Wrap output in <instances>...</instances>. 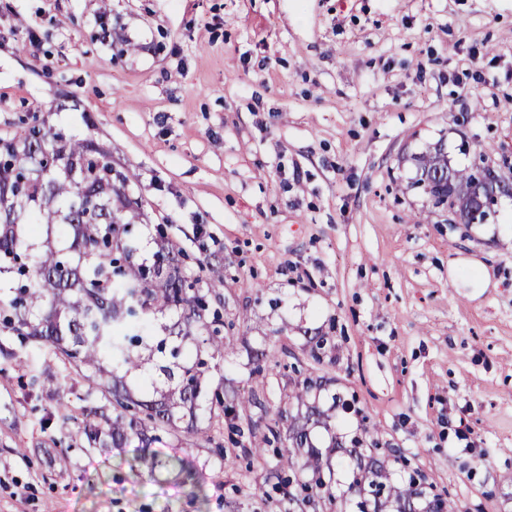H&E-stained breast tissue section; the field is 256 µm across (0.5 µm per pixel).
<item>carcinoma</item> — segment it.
I'll return each instance as SVG.
<instances>
[{
    "instance_id": "cac0c4a2",
    "label": "carcinoma",
    "mask_w": 512,
    "mask_h": 512,
    "mask_svg": "<svg viewBox=\"0 0 512 512\" xmlns=\"http://www.w3.org/2000/svg\"><path fill=\"white\" fill-rule=\"evenodd\" d=\"M423 188L434 209L462 210L466 223L483 224L496 214L498 202L486 197L473 206L475 186L494 180L499 171L479 161L457 169L451 166L443 145L417 158ZM448 181L436 178L444 169ZM130 170L112 164V152L89 138L71 135L46 122L26 125L10 139H0V274L10 279L0 284V332L51 345L81 370L94 374L112 368L107 393L112 396L108 415L103 407L85 410L81 432L88 444L123 448L134 439L137 459L158 440L149 430L170 426L177 411L188 410L191 419L202 409L201 358L180 363L184 342L199 329L208 332L196 348L224 355L233 340L220 336L224 325L219 311L186 275L181 249L160 237L153 260L139 256V247L123 240L128 226L143 221L125 189ZM174 311L176 326L168 334H154L156 315ZM149 349L170 360L156 365L164 387L147 380L153 397H137L124 376L140 371V350ZM317 382L310 377L294 382L290 395L305 413L290 416L286 431L268 427L263 443L276 445L278 463L265 481L282 493L283 512L296 507L316 510L323 501L334 512H346V504L332 492L331 457L342 451L353 465L350 487L363 497L358 512H404L422 495V475L410 476L405 487L391 482L387 456L364 459L363 441L352 448L334 444L317 447L309 424L324 416L307 405ZM262 403L248 394L213 391L208 410L219 409L230 433L243 436V416ZM425 512H457L455 504L435 494Z\"/></svg>"
}]
</instances>
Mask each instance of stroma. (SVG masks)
<instances>
[{"label":"stroma","mask_w":512,"mask_h":512,"mask_svg":"<svg viewBox=\"0 0 512 512\" xmlns=\"http://www.w3.org/2000/svg\"><path fill=\"white\" fill-rule=\"evenodd\" d=\"M35 120L133 172L132 237L183 250L234 340L207 387L264 400L245 443L295 413L300 372L333 414L319 444L378 439L395 483L512 512V198L453 224L413 186L440 142L457 168L512 160V0H0V138ZM108 402L0 333V512H280L276 454L229 446L223 417L157 432L191 485L90 448L84 407Z\"/></svg>","instance_id":"1"}]
</instances>
